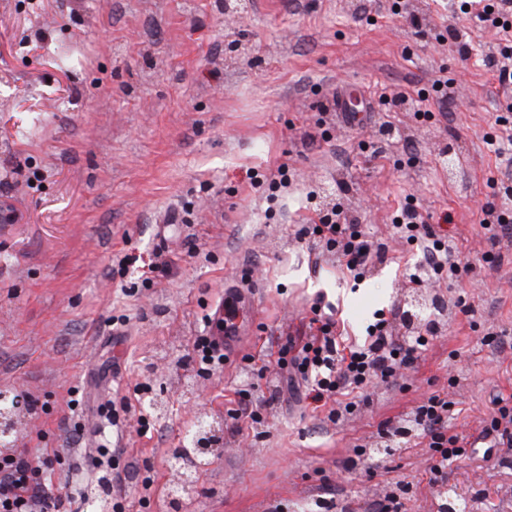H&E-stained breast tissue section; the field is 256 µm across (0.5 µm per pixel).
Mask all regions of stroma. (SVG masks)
Masks as SVG:
<instances>
[{
    "mask_svg": "<svg viewBox=\"0 0 512 512\" xmlns=\"http://www.w3.org/2000/svg\"><path fill=\"white\" fill-rule=\"evenodd\" d=\"M392 4L249 0L241 20L224 0H0V389L25 397L14 450L58 454L77 512H364L404 483L405 512H451L452 493L470 512H512V449L481 435L512 396V347L482 341L512 337V239L489 266L480 225L500 178L485 139L512 89L486 67L496 28L453 0ZM447 27L465 33L467 62L438 40ZM440 77L452 102L435 97ZM353 92L356 121L340 111ZM449 143L453 177L438 163ZM283 163L287 187L253 183ZM322 186L384 247L361 278L300 233ZM409 195L424 219L452 214L459 279L397 234ZM417 290L438 298L437 337L344 421L273 368L316 306L356 341L379 310L410 335ZM232 294L252 300L249 344L201 364ZM452 377L448 431L474 452L437 481L425 439L379 426H411ZM243 390L260 423L231 418ZM200 408L219 445L174 504L171 463Z\"/></svg>",
    "mask_w": 512,
    "mask_h": 512,
    "instance_id": "1",
    "label": "stroma"
}]
</instances>
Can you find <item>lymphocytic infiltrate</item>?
I'll list each match as a JSON object with an SVG mask.
<instances>
[{"label":"lymphocytic infiltrate","instance_id":"obj_1","mask_svg":"<svg viewBox=\"0 0 512 512\" xmlns=\"http://www.w3.org/2000/svg\"><path fill=\"white\" fill-rule=\"evenodd\" d=\"M458 10L474 15L484 25L498 27L503 40L497 57L489 68L501 87L512 86V0H486L480 10H473L472 0H458ZM483 227L490 246L484 259L499 262L496 247L502 238L512 236V210L486 202ZM396 230L409 243H418L436 274L456 277L460 267L449 257L446 236L436 233L414 208H404L397 218ZM305 236L323 243L328 252L345 259L355 275H362L377 254L355 224H337L335 217L321 216L318 223L302 228ZM331 318H321L315 335L305 340H288L278 351L276 367L301 380L306 396L313 403H327L337 395L345 400L330 411L328 418L337 422L354 414L360 403L368 402L364 389L373 381H393L398 371L409 366L426 351L430 336L420 334L402 340L393 336L386 315H378L367 328L363 342L336 335ZM455 405L452 396L433 394L414 409V428L428 440L434 472H442L448 464L467 458L469 450L463 437L449 433L448 417ZM52 459L50 454L30 458L19 451L0 457V512H62L65 499L51 492Z\"/></svg>","mask_w":512,"mask_h":512}]
</instances>
